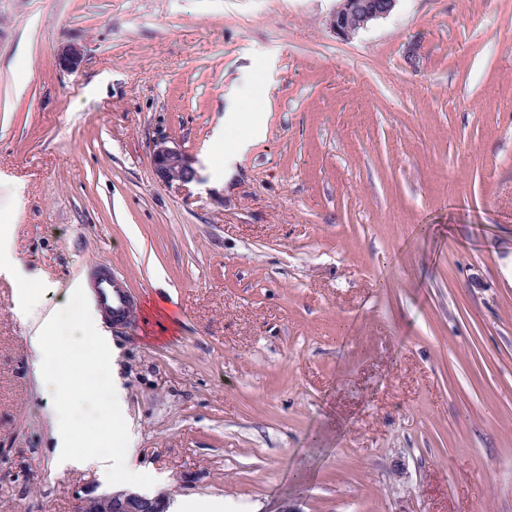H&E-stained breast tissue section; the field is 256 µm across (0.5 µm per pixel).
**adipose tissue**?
<instances>
[{"label": "adipose tissue", "mask_w": 512, "mask_h": 512, "mask_svg": "<svg viewBox=\"0 0 512 512\" xmlns=\"http://www.w3.org/2000/svg\"><path fill=\"white\" fill-rule=\"evenodd\" d=\"M0 263L6 264L17 276L21 302L29 325V342L35 357L34 366L40 373L44 388L53 396L50 421L53 437V460L58 470H84L96 467L119 484L137 482L141 465L136 460V449L127 448L113 456L101 455L92 443L78 444L75 427L76 405L65 393L66 377L47 372L46 345L57 336L62 323V313L57 308L44 307L38 296L28 287L30 279L22 264L13 258L6 235H0Z\"/></svg>", "instance_id": "ef3b65f1"}]
</instances>
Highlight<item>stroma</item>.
Masks as SVG:
<instances>
[{"mask_svg": "<svg viewBox=\"0 0 512 512\" xmlns=\"http://www.w3.org/2000/svg\"><path fill=\"white\" fill-rule=\"evenodd\" d=\"M336 5L0 0V226L45 307L122 278L101 378L167 500L512 512V0H397L347 40ZM236 109L262 132L228 172ZM158 140L197 181L156 180ZM18 290L0 272V512H77L113 484L55 469ZM48 355L78 432L115 435L93 343ZM239 123L238 112H227L224 116V129H218L215 139L220 142L224 138L227 141V146L224 150V169L231 171L234 164L238 162L244 153H246L251 145V138L249 136H233L232 133ZM93 288L97 304L111 315L124 316L130 310V298L123 285L112 275V271H98ZM107 412L112 417V420L123 427L128 434L126 419L124 417L125 401L124 390L121 387V382L118 378L112 377V390L107 399Z\"/></svg>", "mask_w": 512, "mask_h": 512, "instance_id": "35a3bbf8", "label": "stroma"}]
</instances>
